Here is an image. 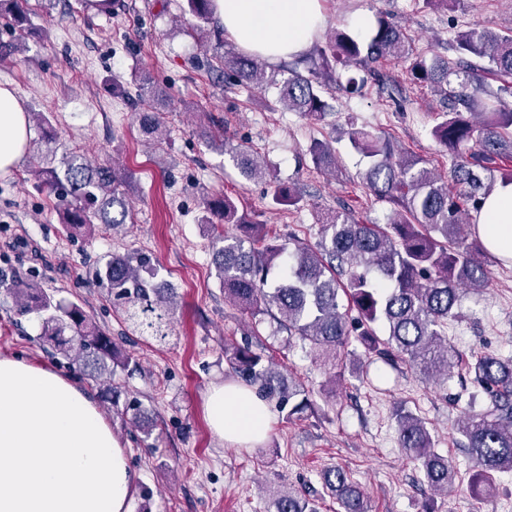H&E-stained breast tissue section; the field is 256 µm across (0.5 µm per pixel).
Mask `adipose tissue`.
I'll use <instances>...</instances> for the list:
<instances>
[{
    "mask_svg": "<svg viewBox=\"0 0 512 512\" xmlns=\"http://www.w3.org/2000/svg\"><path fill=\"white\" fill-rule=\"evenodd\" d=\"M224 33L246 53L277 63L305 53L324 22L320 0H214ZM26 110L0 85V172L23 155ZM489 251L512 262V184H498L474 215ZM205 410L213 433L253 448L271 414L257 389L224 381ZM136 476L94 401L53 370L0 358V512H128Z\"/></svg>",
    "mask_w": 512,
    "mask_h": 512,
    "instance_id": "adipose-tissue-1",
    "label": "adipose tissue"
}]
</instances>
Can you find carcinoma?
<instances>
[{
	"instance_id": "cac0c4a2",
	"label": "carcinoma",
	"mask_w": 512,
	"mask_h": 512,
	"mask_svg": "<svg viewBox=\"0 0 512 512\" xmlns=\"http://www.w3.org/2000/svg\"><path fill=\"white\" fill-rule=\"evenodd\" d=\"M27 4L0 0V18L19 31L13 44L0 43V55L21 51L33 31L44 32L34 28ZM182 12L187 32H201L212 19L213 0H183ZM452 47L462 54L456 67L438 56L414 57L400 29L380 16L364 40L335 31L319 50L310 77L291 70L281 81L267 80L257 58L233 53L207 62L208 69L234 77L246 91L273 83L278 103L319 121L331 106L321 94L318 77L335 79L338 66L409 58L411 80L465 108L438 113L431 131L451 154L453 192L429 168L428 160L405 154L391 138L363 129L350 132L352 146L367 159L365 185L395 206L384 225L362 224L343 210L321 223L316 243L297 236L282 242L266 225L252 221L233 198L204 200L211 215L215 277L224 297L254 318H271L276 324L271 337L286 334L281 349L301 345L331 369L334 378L360 371L354 344L392 366H408L425 381L448 377L458 366L457 356L448 350V319L455 316L462 291L489 287L484 263L490 252L471 223V213L487 194L482 174L496 171L501 182L512 183V168L502 165L512 155V109L504 105V97L512 95V34L473 24L456 33ZM481 61L502 78L493 92L481 88ZM452 75L458 91L451 87ZM140 126L154 144L166 139L162 113H142ZM309 154L317 168L336 171L338 159L329 143H312ZM232 159L244 178L267 182L271 205L296 206L303 200L296 187L262 168L250 148L232 149ZM34 175L39 186L58 199L59 223L70 234H106L133 220L131 199L121 190L123 178L109 167L92 166L75 151L58 167H36ZM226 224L235 225L239 233L224 230ZM95 278L134 332L159 343L170 336L177 294L161 279L150 256L138 251L105 256ZM0 289L13 298L17 314L37 315L39 340L50 345L47 353L52 358L77 365L93 382H110L117 371H130L132 357L118 351L79 304L56 298L33 280L0 278ZM224 354L233 374L257 387L263 398L277 401L287 416L310 408L308 391L287 380L273 356L232 341L224 342ZM467 370L493 401L491 412L468 411L459 426L476 467L474 479L487 483L495 473L512 472V361L488 353ZM396 423L399 446L417 462L428 487L448 489L454 469L435 451L425 422L400 410ZM322 479L343 512H368L364 493L343 470L329 469ZM272 506L273 512H318L315 503L293 488L276 492Z\"/></svg>"
}]
</instances>
